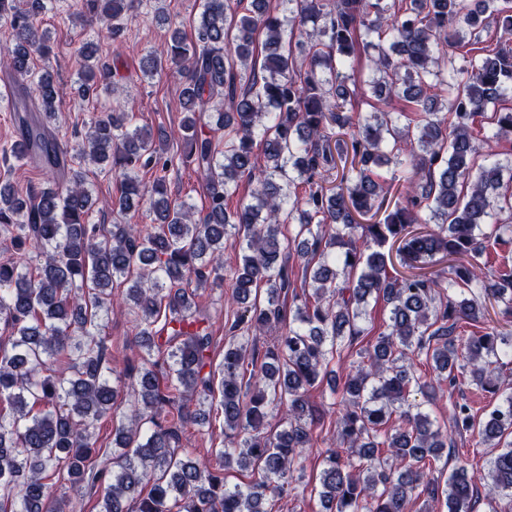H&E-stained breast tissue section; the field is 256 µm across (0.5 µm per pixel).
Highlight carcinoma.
<instances>
[{
	"label": "carcinoma",
	"mask_w": 512,
	"mask_h": 512,
	"mask_svg": "<svg viewBox=\"0 0 512 512\" xmlns=\"http://www.w3.org/2000/svg\"><path fill=\"white\" fill-rule=\"evenodd\" d=\"M26 2L0 0L11 35L0 69L19 90L7 153L39 160L46 187L23 196L0 182V512H63L52 502L53 475L97 487L98 512H271L328 419L310 392L365 335L371 298L389 308L388 322L356 352L331 403L338 446L324 452L311 489L321 512H409L421 495L429 512H472L478 490L467 462L443 485L430 476L450 430L495 449L487 495L512 499V394L481 413L454 399L448 428L426 409L464 374L498 394L503 359L512 358V332H457L485 317L484 295L512 308V267L503 256L506 270L487 277L490 252L479 247L512 244V224L493 220L512 209V163H478L473 133L475 116L491 107L496 136H512V108L500 106L512 97V0H279L275 9L250 0L241 16L234 0H200L196 40L176 28L166 52L142 61L151 76L175 66L178 159L204 184L200 216L170 194L178 159L167 136L136 125L135 113H102L74 143L56 137L66 89L33 66L34 55L50 53L38 22L54 0ZM80 4L114 22V36L129 9L128 0ZM492 21L502 34L490 50L480 33ZM360 39L372 49L371 93L402 98L409 111L354 113L346 70ZM111 74L84 54L77 93L96 98ZM75 159L120 178L113 209L143 202L151 224L91 223L93 190ZM383 165L393 166L388 179L375 172ZM141 168L154 170L151 182L139 179ZM244 179L251 193L231 210ZM228 246L238 263L220 369L224 440L210 459L183 460L180 433L204 424L215 380L212 331L191 309L199 290L224 281ZM393 248L408 269L438 255L452 265L392 275ZM294 258L308 275L300 294ZM121 288L142 356L119 372L100 331ZM272 330L259 350L254 341ZM422 363L432 374L418 372ZM123 374L132 379L126 413ZM104 419L110 452L98 448ZM234 472L249 480L229 482Z\"/></svg>",
	"instance_id": "carcinoma-1"
}]
</instances>
